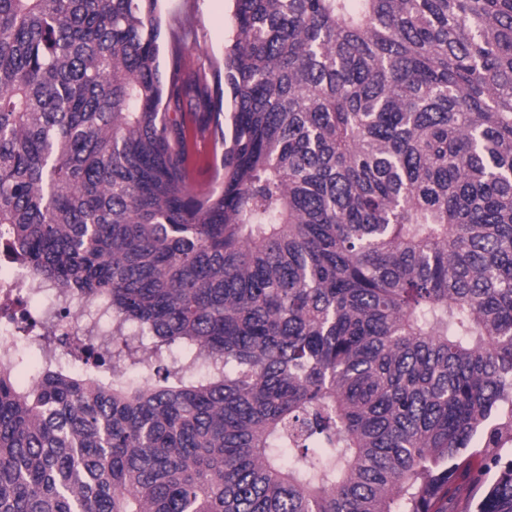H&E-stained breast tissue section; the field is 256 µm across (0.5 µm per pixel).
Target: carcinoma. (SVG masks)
<instances>
[{
  "instance_id": "cac0c4a2",
  "label": "carcinoma",
  "mask_w": 512,
  "mask_h": 512,
  "mask_svg": "<svg viewBox=\"0 0 512 512\" xmlns=\"http://www.w3.org/2000/svg\"><path fill=\"white\" fill-rule=\"evenodd\" d=\"M159 2L0 0V251L117 322L0 365V512H512V0H232L213 94ZM185 119L190 129L189 169L194 183L207 188L214 184L220 170L224 146L215 139L212 120H198L189 112H185ZM21 355L23 362L15 370V379L20 385L26 386L31 381L32 375L35 373V366L37 365L36 346L30 342L23 345L21 347ZM472 488L470 477L457 476L453 484L452 494L448 499V512L466 511L470 505Z\"/></svg>"
}]
</instances>
